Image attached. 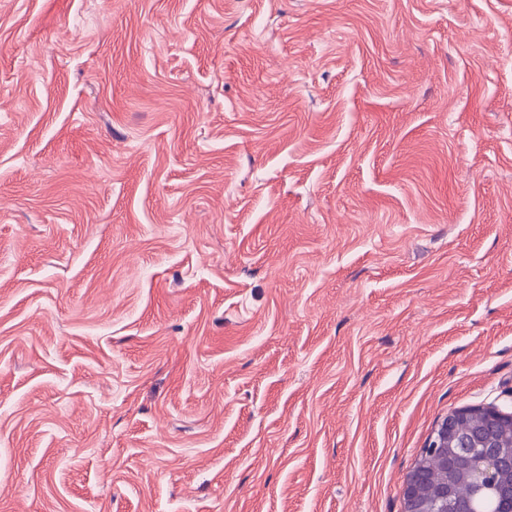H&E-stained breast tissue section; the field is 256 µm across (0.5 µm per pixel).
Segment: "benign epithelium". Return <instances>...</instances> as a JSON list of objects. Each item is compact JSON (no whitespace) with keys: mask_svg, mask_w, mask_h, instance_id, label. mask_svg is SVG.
Instances as JSON below:
<instances>
[{"mask_svg":"<svg viewBox=\"0 0 512 512\" xmlns=\"http://www.w3.org/2000/svg\"><path fill=\"white\" fill-rule=\"evenodd\" d=\"M472 413L485 415L486 432L480 444L474 445L460 431L461 421ZM505 414L494 407L462 408L448 412L435 428L427 453L440 457L441 464L454 472L458 460H464L465 474L478 486V490L492 489L512 502V448L500 443V421ZM426 484L422 464L418 463L405 480L403 488L404 512H449L451 486L443 484L432 488L431 497L425 498Z\"/></svg>","mask_w":512,"mask_h":512,"instance_id":"1","label":"benign epithelium"}]
</instances>
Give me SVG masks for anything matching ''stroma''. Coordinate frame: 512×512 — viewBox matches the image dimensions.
I'll list each match as a JSON object with an SVG mask.
<instances>
[{
	"mask_svg": "<svg viewBox=\"0 0 512 512\" xmlns=\"http://www.w3.org/2000/svg\"><path fill=\"white\" fill-rule=\"evenodd\" d=\"M512 412V0H0V512H403Z\"/></svg>",
	"mask_w": 512,
	"mask_h": 512,
	"instance_id": "35a3bbf8",
	"label": "stroma"
}]
</instances>
